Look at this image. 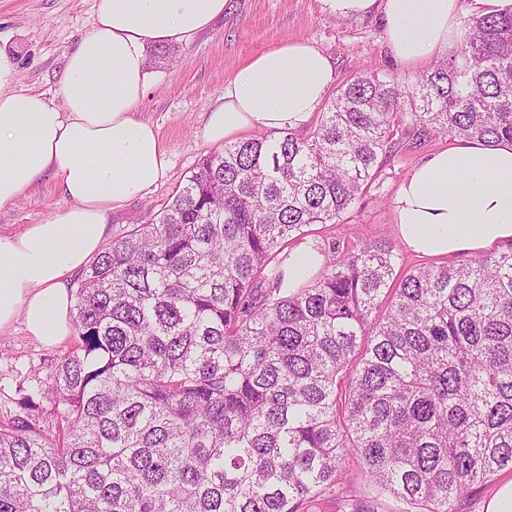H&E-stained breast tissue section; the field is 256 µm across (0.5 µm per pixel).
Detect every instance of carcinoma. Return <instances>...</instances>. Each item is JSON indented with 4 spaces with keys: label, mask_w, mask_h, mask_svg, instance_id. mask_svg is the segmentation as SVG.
Returning a JSON list of instances; mask_svg holds the SVG:
<instances>
[{
    "label": "carcinoma",
    "mask_w": 512,
    "mask_h": 512,
    "mask_svg": "<svg viewBox=\"0 0 512 512\" xmlns=\"http://www.w3.org/2000/svg\"><path fill=\"white\" fill-rule=\"evenodd\" d=\"M411 82L364 67L306 134L226 142L77 279L54 433L0 421V512H310L359 461L395 512L512 472V244L396 273L391 243L288 255L363 194L404 121L512 143V15ZM299 258L306 261L308 268H315L316 264L321 260L315 252L307 249H295L292 251L288 259V287L290 288H295L299 285L297 274V271H301V267L297 263Z\"/></svg>",
    "instance_id": "carcinoma-1"
}]
</instances>
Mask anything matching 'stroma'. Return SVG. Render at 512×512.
<instances>
[{
	"label": "stroma",
	"mask_w": 512,
	"mask_h": 512,
	"mask_svg": "<svg viewBox=\"0 0 512 512\" xmlns=\"http://www.w3.org/2000/svg\"><path fill=\"white\" fill-rule=\"evenodd\" d=\"M94 22V0H0V50L16 61L19 88L52 97L66 53L86 35ZM287 40L312 43L328 56L337 83H345L362 67L382 75L413 79L417 72L394 63L378 15L339 18L325 0H228L223 18L184 43L157 47L163 63L154 65L155 79L141 106L143 116L157 127L170 159L164 180L138 199L112 211L106 237L125 235L136 224H152L182 186L198 160L214 146L202 136L206 112L224 96V84L236 66L272 45ZM396 144L370 188L336 223L316 224L306 246L331 244L344 250L366 242H389L399 247L401 271L430 264L401 247L393 220V198L405 177L430 154L448 147L445 135L423 136L401 129ZM67 200L51 179L32 185L14 205L0 209V231L16 233L39 224ZM69 341L46 347L29 336L22 323L0 331V420L20 413V400L35 394L30 413L37 427L52 430L57 424L53 399L42 398L51 367L67 352ZM344 498L370 512H393L391 496H375L350 461L342 485Z\"/></svg>",
	"instance_id": "stroma-1"
}]
</instances>
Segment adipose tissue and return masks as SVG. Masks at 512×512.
<instances>
[{"label":"adipose tissue","mask_w":512,"mask_h":512,"mask_svg":"<svg viewBox=\"0 0 512 512\" xmlns=\"http://www.w3.org/2000/svg\"><path fill=\"white\" fill-rule=\"evenodd\" d=\"M227 0H95L89 33L66 55L52 98L18 88L0 50V208L54 180L68 206L19 233L0 232V331L22 322L45 346L73 333L70 278L99 253L113 208L163 180L169 159L140 114L151 48L183 42L224 15ZM339 17L380 12L394 59L415 68L455 50L464 14H512V0H325ZM335 80L329 58L303 40L240 64L207 112L212 144L245 133L304 129ZM403 243L424 256L484 250L512 240V144L456 140L416 166L394 199Z\"/></svg>","instance_id":"adipose-tissue-1"}]
</instances>
